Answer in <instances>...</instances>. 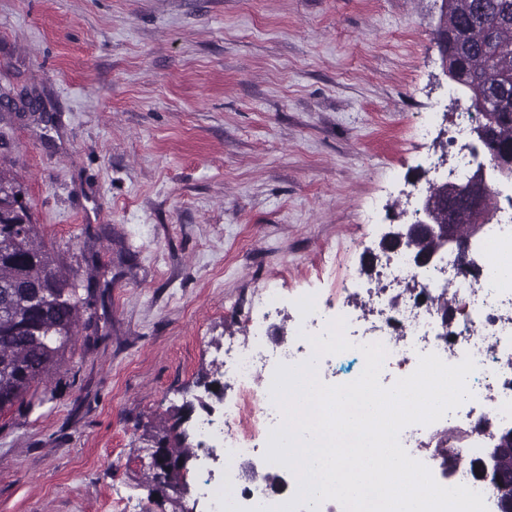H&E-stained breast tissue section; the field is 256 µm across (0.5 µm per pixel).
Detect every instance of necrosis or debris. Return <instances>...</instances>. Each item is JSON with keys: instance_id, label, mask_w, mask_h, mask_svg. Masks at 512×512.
Listing matches in <instances>:
<instances>
[{"instance_id": "necrosis-or-debris-1", "label": "necrosis or debris", "mask_w": 512, "mask_h": 512, "mask_svg": "<svg viewBox=\"0 0 512 512\" xmlns=\"http://www.w3.org/2000/svg\"><path fill=\"white\" fill-rule=\"evenodd\" d=\"M495 206L509 218L485 226L479 274L432 268L418 273L409 250L387 256L375 280L361 288L359 315H352L347 298L334 308L311 300L297 305L296 331L282 345L278 364L311 358L306 335L315 323L354 317L362 330L360 344H382L386 365L402 374H411L423 354H437L449 364L472 357L476 369L467 379L472 402L492 421H512V201L499 197ZM258 418L268 430L282 421L270 393L244 397L224 429L208 421L199 426L201 435L224 436L222 482L204 483L206 494L216 499L228 493L246 512L269 504L263 480L268 462L245 436Z\"/></svg>"}]
</instances>
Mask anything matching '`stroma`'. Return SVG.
<instances>
[{"label": "stroma", "instance_id": "1", "mask_svg": "<svg viewBox=\"0 0 512 512\" xmlns=\"http://www.w3.org/2000/svg\"><path fill=\"white\" fill-rule=\"evenodd\" d=\"M439 25L440 0H0V170L99 293L98 338L0 414V512H212L222 442L163 498L157 436L261 394L225 376L229 341L266 322L273 356L297 302H335L410 222L469 106Z\"/></svg>", "mask_w": 512, "mask_h": 512}]
</instances>
